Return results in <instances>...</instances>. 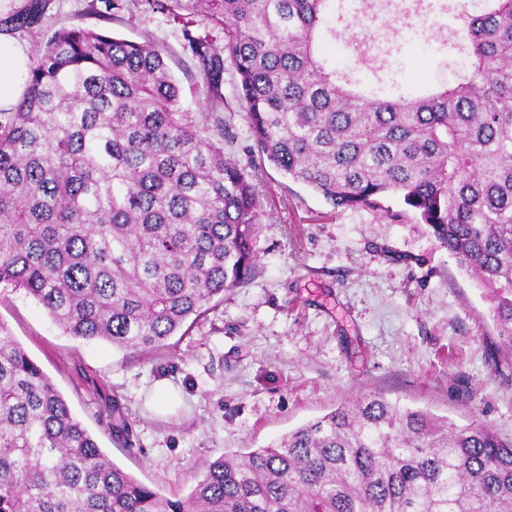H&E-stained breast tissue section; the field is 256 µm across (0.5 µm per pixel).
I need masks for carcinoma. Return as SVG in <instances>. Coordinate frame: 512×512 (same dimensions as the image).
<instances>
[{
  "label": "carcinoma",
  "mask_w": 512,
  "mask_h": 512,
  "mask_svg": "<svg viewBox=\"0 0 512 512\" xmlns=\"http://www.w3.org/2000/svg\"><path fill=\"white\" fill-rule=\"evenodd\" d=\"M224 29L223 50L184 29L204 112L151 41L46 25L25 92L0 112V285L22 290L63 332L147 355L251 277L257 171L224 155L225 65L253 150L335 208L397 199L485 290L512 353V0H168ZM376 11L404 25L459 17L441 35L456 81L402 93L339 70L319 44ZM43 22L32 5L7 17ZM119 438L117 404L102 412ZM170 498L118 467L52 380L0 336V512H512V444L367 395L265 448L200 464Z\"/></svg>",
  "instance_id": "cac0c4a2"
}]
</instances>
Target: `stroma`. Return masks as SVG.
<instances>
[{"label": "stroma", "instance_id": "35a3bbf8", "mask_svg": "<svg viewBox=\"0 0 512 512\" xmlns=\"http://www.w3.org/2000/svg\"><path fill=\"white\" fill-rule=\"evenodd\" d=\"M47 16L136 42L151 41L184 108L205 109L187 36L223 47L204 17L183 26L154 0H45ZM354 32L390 48L396 84L420 91L453 81L436 38L393 33L382 19ZM224 152L259 166L262 216L252 277L187 322L150 355L65 335L21 291L0 288V326L54 381L112 461L163 495L183 496L202 461L262 448L345 400L382 393L463 426L478 421L512 443V355L472 277L425 224L398 203L388 211L336 209L253 152L232 75ZM167 382L174 391L156 397ZM116 400L128 425L113 440L99 417Z\"/></svg>", "mask_w": 512, "mask_h": 512}]
</instances>
